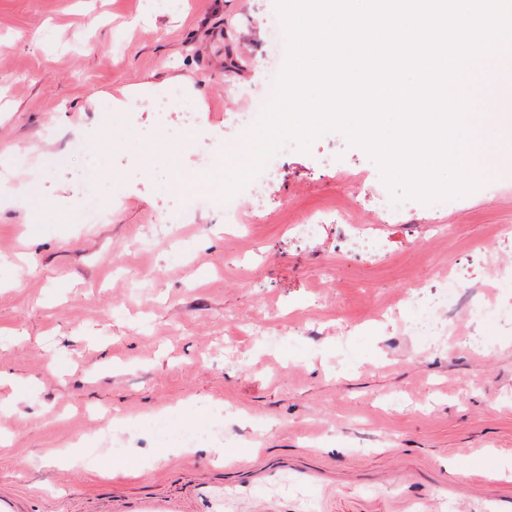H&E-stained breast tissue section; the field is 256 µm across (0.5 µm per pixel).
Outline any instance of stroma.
Segmentation results:
<instances>
[{"label": "stroma", "mask_w": 512, "mask_h": 512, "mask_svg": "<svg viewBox=\"0 0 512 512\" xmlns=\"http://www.w3.org/2000/svg\"><path fill=\"white\" fill-rule=\"evenodd\" d=\"M274 13L0 0V373L16 383L0 402V512H512V277L500 313L461 318L460 338L386 317L410 319L448 270L474 303L491 260L512 262L497 236L512 171L455 209L407 199L387 224L379 166L331 132L305 151L287 139L262 195L162 221L213 135L241 136L230 120L263 86ZM178 75L203 111L160 88L107 108L115 88ZM90 195L104 219L71 223ZM340 210L377 224L384 258L346 250ZM143 267L151 282L134 286ZM217 404L224 462L206 448L155 461L156 417L194 429ZM104 458L134 467L104 476Z\"/></svg>", "instance_id": "obj_1"}]
</instances>
